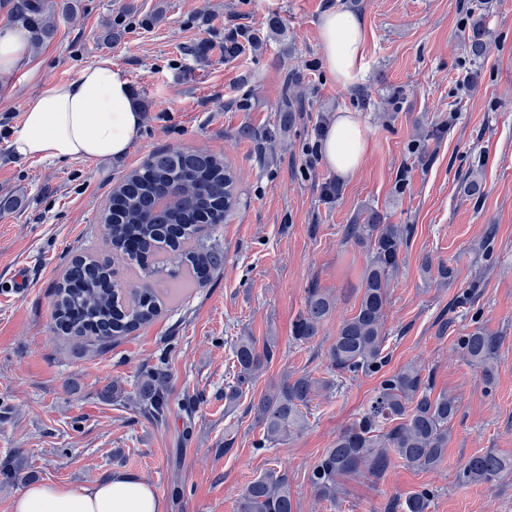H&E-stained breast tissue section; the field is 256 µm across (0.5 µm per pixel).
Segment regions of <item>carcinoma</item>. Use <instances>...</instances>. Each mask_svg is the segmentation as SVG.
<instances>
[{"label":"carcinoma","instance_id":"obj_1","mask_svg":"<svg viewBox=\"0 0 512 512\" xmlns=\"http://www.w3.org/2000/svg\"><path fill=\"white\" fill-rule=\"evenodd\" d=\"M16 21L31 29L41 45L54 33L47 0H21ZM482 20L473 25L469 53L483 56ZM187 185L191 195L180 206L166 207V188ZM236 181L224 160L202 151H165L152 154L140 167L124 175L113 189L103 221V242L112 258L123 261L132 283L123 286L111 266L93 254L77 255L65 268L55 289L54 321L58 335L84 354L101 355L112 343L159 317L175 290L199 286L224 270V243L218 226L237 206ZM405 224H384L369 214L362 224H348L345 240L365 249L367 264L358 303L340 325L327 351L328 374L284 376L258 400L249 404L263 429L261 445L276 444L302 433L308 425L305 409L312 397L330 391L346 377L377 374L388 362L385 353V310L399 269L401 248L407 244ZM336 305L334 296L313 285L294 324V339L310 342ZM277 343L268 337L258 345L254 337H236L234 356L237 383L224 391L230 410L243 396L242 386L253 382L272 362ZM499 339L477 327L459 340L466 358L492 381L493 359ZM138 409L155 420L167 411V374L161 368L144 373L135 384ZM458 411L455 397L433 394V381L410 361L383 375L368 407L336 435L311 467L314 496L334 503L342 492L339 478L367 473L384 476L395 454L405 465L431 471L445 459L450 425ZM512 473V459L487 451L469 458L459 473L466 484H491ZM434 492L425 488L409 496L404 512H428ZM288 478L270 470L251 480L240 495V512H295Z\"/></svg>","mask_w":512,"mask_h":512}]
</instances>
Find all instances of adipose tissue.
Here are the masks:
<instances>
[{
	"label": "adipose tissue",
	"instance_id": "ef3b65f1",
	"mask_svg": "<svg viewBox=\"0 0 512 512\" xmlns=\"http://www.w3.org/2000/svg\"><path fill=\"white\" fill-rule=\"evenodd\" d=\"M319 32L331 76L350 86L366 48L360 18L345 9L327 11L319 20ZM29 45L24 27L0 26V83H10L28 68ZM142 126L129 81L113 69L111 59L102 58L86 66L77 80L51 84L30 100L8 148L22 160L116 159L128 153ZM370 148L369 128L341 112L322 142V160L330 171L349 178L362 167ZM12 512H158V500L143 481L115 474L80 490L31 484L13 501Z\"/></svg>",
	"mask_w": 512,
	"mask_h": 512
}]
</instances>
